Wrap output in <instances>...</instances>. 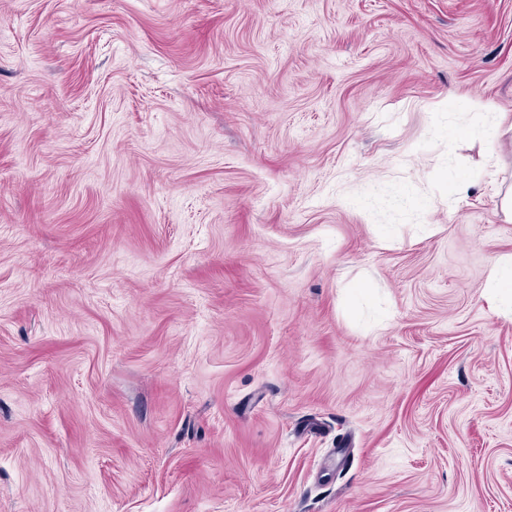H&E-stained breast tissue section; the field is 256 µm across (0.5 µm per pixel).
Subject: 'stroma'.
Wrapping results in <instances>:
<instances>
[{
    "instance_id": "obj_1",
    "label": "stroma",
    "mask_w": 512,
    "mask_h": 512,
    "mask_svg": "<svg viewBox=\"0 0 512 512\" xmlns=\"http://www.w3.org/2000/svg\"><path fill=\"white\" fill-rule=\"evenodd\" d=\"M493 112L512 0H0V512H512Z\"/></svg>"
}]
</instances>
